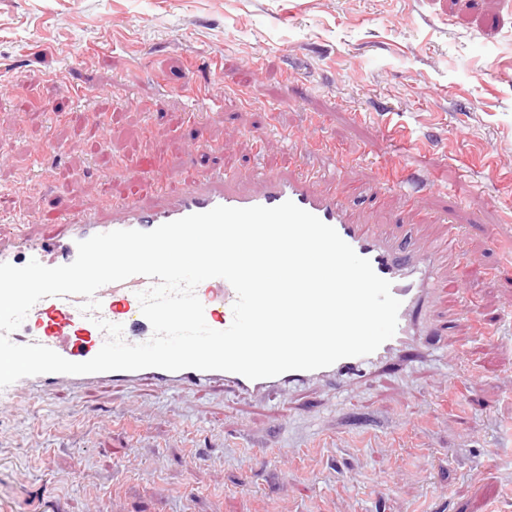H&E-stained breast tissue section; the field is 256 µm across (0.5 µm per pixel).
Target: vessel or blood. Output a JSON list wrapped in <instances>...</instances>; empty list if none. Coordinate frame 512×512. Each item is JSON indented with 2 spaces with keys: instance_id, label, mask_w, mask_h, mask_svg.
Masks as SVG:
<instances>
[{
  "instance_id": "vessel-or-blood-1",
  "label": "vessel or blood",
  "mask_w": 512,
  "mask_h": 512,
  "mask_svg": "<svg viewBox=\"0 0 512 512\" xmlns=\"http://www.w3.org/2000/svg\"><path fill=\"white\" fill-rule=\"evenodd\" d=\"M256 178L261 188L250 192L241 187L237 176L226 173L223 167H211L182 176L173 184L156 181L157 201L149 206L133 195L118 207H92L78 215L61 207L53 213L50 231L35 235L28 225L18 222L9 234L0 236V263L21 267L31 259L41 260L50 253L55 265H66L75 260L78 242L97 234L126 229L150 231L163 223L217 206L275 207L289 200L334 227L359 256L370 261L377 275L390 281L392 294L401 302L397 330L391 339L367 356L344 358L325 368L288 371L259 380L233 372L191 368L179 371L146 368L81 375L46 373L21 378L17 386L0 389V398L14 394L19 386L35 388L46 396L60 388L79 396L100 384L120 382L131 385L143 379L152 380L159 388L168 391L192 390L218 383L235 392L254 395L309 382L333 384L359 377L368 368L388 365L422 349L424 336L430 335L435 325L431 314L433 296L460 286L459 281L439 280L434 275L438 263L455 256L456 248L413 254L403 240L389 232L351 221L335 194L313 193L306 179L274 171L257 173ZM151 284V279L135 275L105 285L95 294L101 304L99 316L121 324L123 338L128 343H142L152 336V327L142 315L136 297L137 292L148 289ZM196 294L204 305L207 324L216 330L228 328L233 320L230 310L236 300L230 283L222 278H212L206 280ZM83 302V297L75 295L41 299L32 307L20 330L12 333V341L21 345L42 344L73 362L91 359L105 338L98 334L94 321L82 312Z\"/></svg>"
}]
</instances>
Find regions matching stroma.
I'll list each match as a JSON object with an SVG mask.
<instances>
[{"label":"stroma","instance_id":"stroma-1","mask_svg":"<svg viewBox=\"0 0 512 512\" xmlns=\"http://www.w3.org/2000/svg\"><path fill=\"white\" fill-rule=\"evenodd\" d=\"M477 281L430 348L337 388L105 385L0 409V512H512V0H0V231L179 176L308 173ZM401 161L407 204L377 178ZM287 456H280V449Z\"/></svg>","mask_w":512,"mask_h":512}]
</instances>
